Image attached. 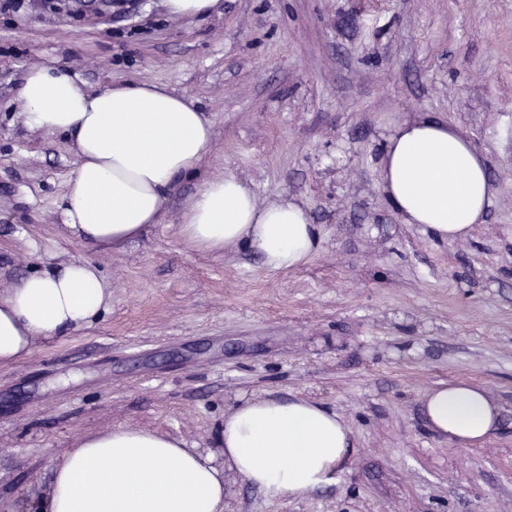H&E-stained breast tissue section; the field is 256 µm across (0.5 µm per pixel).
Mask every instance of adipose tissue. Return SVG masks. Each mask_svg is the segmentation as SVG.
<instances>
[{"mask_svg": "<svg viewBox=\"0 0 512 512\" xmlns=\"http://www.w3.org/2000/svg\"><path fill=\"white\" fill-rule=\"evenodd\" d=\"M19 96L25 128L61 134L74 156L60 203L70 234L93 249L121 248L166 214L176 179L195 175L212 145V126L186 97L149 81L93 89L63 66L28 69ZM380 187L405 223L435 239L468 237L483 223L493 187L485 157L457 127L424 115L398 125L380 161ZM179 233L207 251L250 249L270 269L298 267L321 233L300 204L258 202L231 174L205 179L179 219ZM110 288L84 260L34 271L0 292V366L35 342L91 323ZM432 433L467 448L494 435L500 407L484 389L460 382L422 398ZM223 467L150 430L90 434L53 470L38 512H224V474L266 497L300 498L327 483L354 444L344 421L307 399L258 396L225 412Z\"/></svg>", "mask_w": 512, "mask_h": 512, "instance_id": "ef3b65f1", "label": "adipose tissue"}]
</instances>
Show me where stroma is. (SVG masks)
<instances>
[{"instance_id":"1","label":"stroma","mask_w":512,"mask_h":512,"mask_svg":"<svg viewBox=\"0 0 512 512\" xmlns=\"http://www.w3.org/2000/svg\"><path fill=\"white\" fill-rule=\"evenodd\" d=\"M0 0V292L29 272L94 263L109 310L0 366V512H34L84 436L151 430L223 467L226 410L307 398L354 450L307 498L224 475V512H512V0ZM57 63L90 87L148 80L195 102L211 154L173 186L162 223L116 250L71 238L59 209L73 155L25 130V70ZM455 125L494 196L463 240L404 223L379 188L394 126ZM301 203L322 233L304 265L188 246L179 218L203 178ZM484 387L500 427L460 448L430 433L424 394ZM169 12L177 16H196L217 6L218 0H165Z\"/></svg>"}]
</instances>
